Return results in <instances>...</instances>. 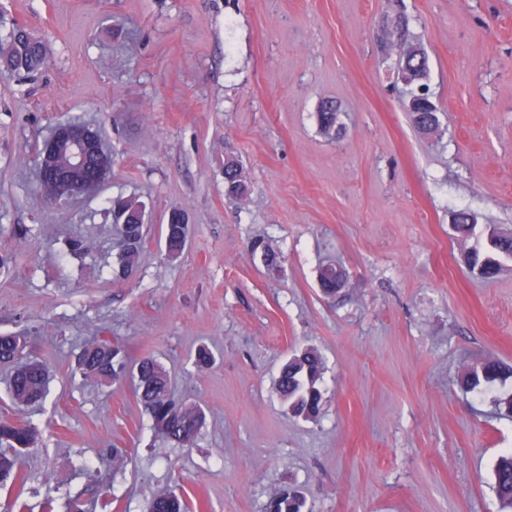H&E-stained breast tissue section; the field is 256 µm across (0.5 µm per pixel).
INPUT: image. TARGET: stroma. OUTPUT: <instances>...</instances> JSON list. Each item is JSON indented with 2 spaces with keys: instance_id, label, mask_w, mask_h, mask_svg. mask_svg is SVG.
<instances>
[{
  "instance_id": "1",
  "label": "stroma",
  "mask_w": 512,
  "mask_h": 512,
  "mask_svg": "<svg viewBox=\"0 0 512 512\" xmlns=\"http://www.w3.org/2000/svg\"><path fill=\"white\" fill-rule=\"evenodd\" d=\"M17 22L49 54L0 77V334L26 340L48 396L13 404L0 364V418L41 434L0 512H147L164 490L190 512H265L286 487L308 512H499L512 416L495 400L512 379L460 380L512 364V263L478 276L467 256L483 238L452 220L512 232V0H0V33ZM399 23L427 59L431 133L402 105ZM75 116L101 130L112 174L52 204L38 151ZM229 157L245 198L225 192ZM117 196L144 202L148 227L126 279L103 204ZM173 210L190 229L175 259L161 239ZM75 238L87 251L61 256ZM330 263L346 275L331 298ZM97 336L154 356L201 407L194 447L153 430L130 381L83 376ZM307 348L324 366L308 419L276 389ZM509 377H512V367L490 361L467 370L462 383L466 388L474 389L482 382L504 381Z\"/></svg>"
}]
</instances>
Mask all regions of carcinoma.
I'll use <instances>...</instances> for the list:
<instances>
[{"mask_svg": "<svg viewBox=\"0 0 512 512\" xmlns=\"http://www.w3.org/2000/svg\"><path fill=\"white\" fill-rule=\"evenodd\" d=\"M47 54L46 44L25 27L15 25L0 35V76L32 74L39 71ZM240 178L237 165L224 166L227 192L239 195ZM109 211L120 234L117 256V275H130L139 264L145 238V225L139 223L141 208L135 199L110 200ZM189 228L186 224H164L167 255L179 257L187 244ZM512 261V236L495 232L486 236L485 244L473 249L469 262L485 278L494 277L501 262ZM320 284L324 293L336 294V265L323 267ZM26 344L20 337L0 335V363L13 365L9 395L17 405L39 403L46 396L47 376L43 366L25 353ZM78 366L86 377L133 380L136 399L152 421L154 430L181 448H191L204 422L200 407L186 401L174 400L170 391L168 371L156 359L145 355L135 361L119 345L101 339L87 346L78 359ZM323 371L320 355L305 349L288 359L281 368L277 388L288 403V411L295 416L313 417L319 412L321 392L317 387ZM512 377V367L486 362L467 370L463 385L474 389L485 382L504 381ZM38 440L37 428L29 422L0 420V480L16 477L21 451L33 447ZM494 491L500 512H512V449L499 456L495 466ZM305 502L295 490L287 488L271 498L266 512H303ZM148 512H188L185 498L172 490L152 498Z\"/></svg>", "mask_w": 512, "mask_h": 512, "instance_id": "obj_1", "label": "carcinoma"}]
</instances>
